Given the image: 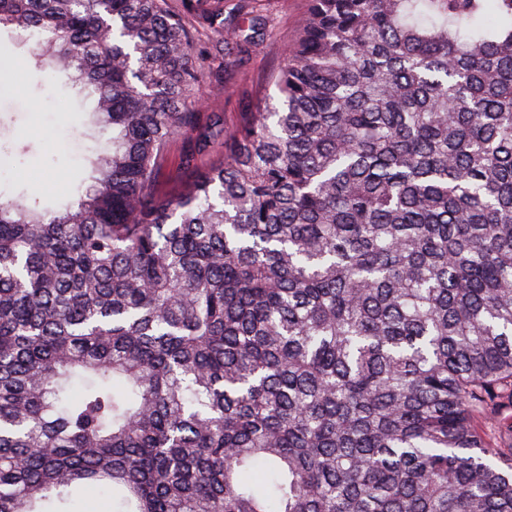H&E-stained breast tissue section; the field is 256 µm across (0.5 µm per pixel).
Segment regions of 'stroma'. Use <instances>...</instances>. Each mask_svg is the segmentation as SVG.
Listing matches in <instances>:
<instances>
[{
	"label": "stroma",
	"instance_id": "1",
	"mask_svg": "<svg viewBox=\"0 0 512 512\" xmlns=\"http://www.w3.org/2000/svg\"><path fill=\"white\" fill-rule=\"evenodd\" d=\"M308 6V0H261L272 33L249 47L223 85L205 86L204 116H218L222 125L229 126L246 104L276 97L271 74L294 41ZM43 83L36 93L0 96V135L16 146L11 153L0 151V185L6 187L16 179H27L53 205L85 188L81 156L97 148L98 142L84 134V113L60 106L56 84L50 80ZM185 149L183 139L171 143L158 177L160 195L182 192L201 170L224 158V140L219 136L194 165H184Z\"/></svg>",
	"mask_w": 512,
	"mask_h": 512
}]
</instances>
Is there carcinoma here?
Masks as SVG:
<instances>
[{
	"instance_id": "carcinoma-1",
	"label": "carcinoma",
	"mask_w": 512,
	"mask_h": 512,
	"mask_svg": "<svg viewBox=\"0 0 512 512\" xmlns=\"http://www.w3.org/2000/svg\"><path fill=\"white\" fill-rule=\"evenodd\" d=\"M248 0H0L94 98L91 184L0 191V512H512V0H310L208 146ZM212 142L210 147L198 156L194 165L185 166L182 157L186 149V142L180 138L174 140L170 145L167 161L158 177L159 194L173 196L182 192L201 170L224 160L223 136L215 137Z\"/></svg>"
}]
</instances>
